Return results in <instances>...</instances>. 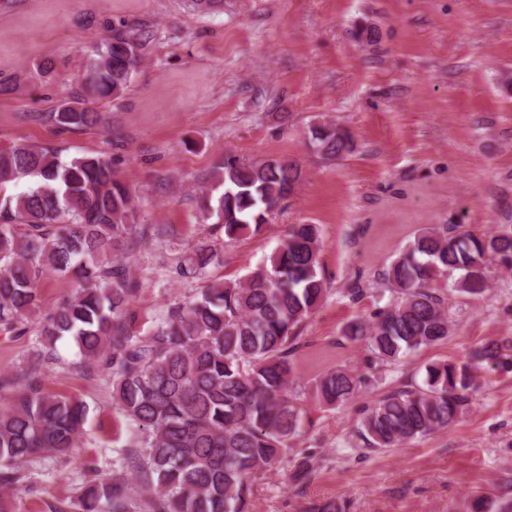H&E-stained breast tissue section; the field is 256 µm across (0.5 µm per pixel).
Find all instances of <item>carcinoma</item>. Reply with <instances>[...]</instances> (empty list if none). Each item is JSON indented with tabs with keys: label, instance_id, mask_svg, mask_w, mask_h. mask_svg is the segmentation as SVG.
I'll list each match as a JSON object with an SVG mask.
<instances>
[{
	"label": "carcinoma",
	"instance_id": "carcinoma-1",
	"mask_svg": "<svg viewBox=\"0 0 512 512\" xmlns=\"http://www.w3.org/2000/svg\"><path fill=\"white\" fill-rule=\"evenodd\" d=\"M145 34L119 31L89 57L76 104L50 118L61 128L100 122L93 104L116 100L143 62ZM309 142L328 160L355 151L350 133L333 122L309 126ZM302 170L293 161L244 163L229 154L215 167L206 210L218 217L224 237L259 231L267 216L290 198ZM23 179L22 193L0 196V330L9 333L36 306L37 280L65 277L71 293L40 325L48 349L38 364L0 376V512L10 495L27 488V466L45 457H71L82 434L86 405L77 397L43 390L41 368L55 363L53 345L72 338L89 372L112 367V402L138 430L134 447L112 477L95 476L74 488L75 512H250L254 481L288 460L304 426L303 393L294 386L291 357L299 328L326 295L318 228L296 224L271 257L242 281H213L169 310L148 334L127 328L137 288L125 260L149 236H171L161 224L133 223L132 190L102 155L64 160L47 146L27 143L0 149V187ZM217 254L196 245L179 273L198 278ZM512 261V231L474 235L458 226L423 229L394 258L379 282L361 278L347 289L386 290L391 299L368 317L346 323L342 338L365 342L370 368L391 369L421 348L448 338L445 277L460 272L457 290L474 296L489 288L491 268ZM509 340H491L471 363H432L424 382L403 384L360 409L358 433L372 450L398 448L458 422L472 405L473 372L503 369ZM366 378L345 367L316 379L313 394L330 407L349 404ZM318 461L301 458L289 480L302 482ZM345 499L309 506L307 512H348Z\"/></svg>",
	"mask_w": 512,
	"mask_h": 512
}]
</instances>
